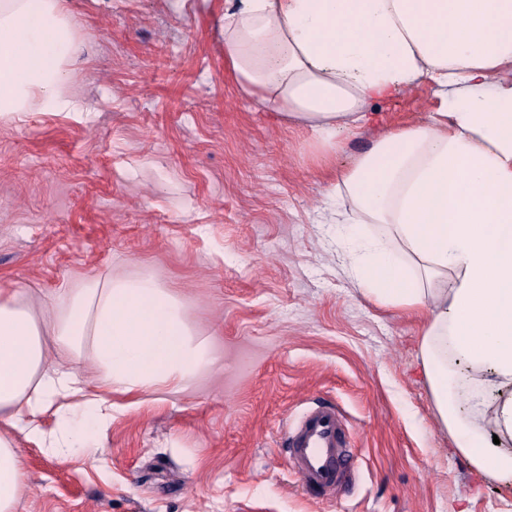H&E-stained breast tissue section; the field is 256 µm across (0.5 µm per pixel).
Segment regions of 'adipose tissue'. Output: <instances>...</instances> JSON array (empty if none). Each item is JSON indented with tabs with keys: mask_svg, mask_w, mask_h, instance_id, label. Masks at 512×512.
I'll return each instance as SVG.
<instances>
[{
	"mask_svg": "<svg viewBox=\"0 0 512 512\" xmlns=\"http://www.w3.org/2000/svg\"><path fill=\"white\" fill-rule=\"evenodd\" d=\"M76 52L66 0H0V112L74 108ZM224 62L325 156L369 101L438 89L434 112L353 157L334 191L352 222L385 227L359 237L353 270L369 300L421 317L422 367L457 453L512 482V0H230ZM83 352L95 382L65 365ZM208 357L178 298L147 277L62 290L41 315L0 297V512L24 488L14 434L60 459L97 458L113 393L186 386ZM452 357L468 384L451 376ZM470 385L502 392L493 414H461Z\"/></svg>",
	"mask_w": 512,
	"mask_h": 512,
	"instance_id": "obj_1",
	"label": "adipose tissue"
}]
</instances>
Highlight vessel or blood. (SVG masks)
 Segmentation results:
<instances>
[{"label": "vessel or blood", "mask_w": 512, "mask_h": 512, "mask_svg": "<svg viewBox=\"0 0 512 512\" xmlns=\"http://www.w3.org/2000/svg\"><path fill=\"white\" fill-rule=\"evenodd\" d=\"M286 444L298 481L323 495H335L355 471L348 424L333 404H316L287 425Z\"/></svg>", "instance_id": "1"}]
</instances>
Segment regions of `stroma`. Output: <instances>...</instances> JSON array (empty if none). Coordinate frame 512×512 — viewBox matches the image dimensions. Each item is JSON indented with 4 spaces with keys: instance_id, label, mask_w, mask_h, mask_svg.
<instances>
[{
    "instance_id": "obj_1",
    "label": "stroma",
    "mask_w": 512,
    "mask_h": 512,
    "mask_svg": "<svg viewBox=\"0 0 512 512\" xmlns=\"http://www.w3.org/2000/svg\"><path fill=\"white\" fill-rule=\"evenodd\" d=\"M78 108L0 115V295L154 277L206 338L183 388L113 395L103 460L26 441L14 512H512L437 423L420 322L363 296L336 170L440 104L419 84L322 158L311 133L240 93L224 0H68ZM328 401L360 463L337 497L303 490L283 424Z\"/></svg>"
}]
</instances>
